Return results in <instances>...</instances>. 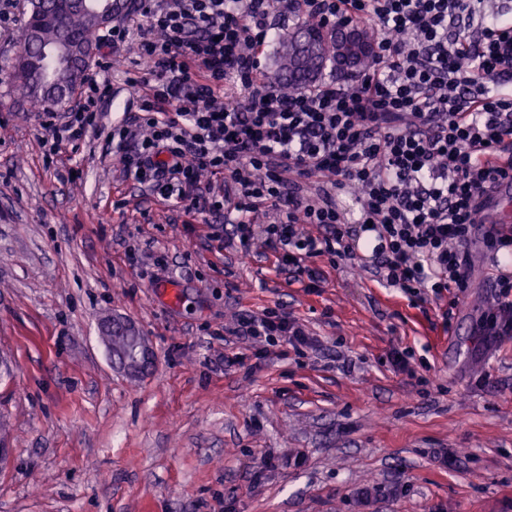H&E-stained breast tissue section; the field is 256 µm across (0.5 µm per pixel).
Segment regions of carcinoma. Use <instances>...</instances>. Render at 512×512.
I'll use <instances>...</instances> for the list:
<instances>
[{
	"mask_svg": "<svg viewBox=\"0 0 512 512\" xmlns=\"http://www.w3.org/2000/svg\"><path fill=\"white\" fill-rule=\"evenodd\" d=\"M39 15L40 38L46 43L75 42L96 46L100 27L93 9L75 0H29L28 16ZM316 20L302 21L285 37L277 51L275 69L270 77L275 87L285 95L302 90L318 77L328 61L336 60V37ZM27 77L14 78L16 91L29 98L36 107L59 104L72 94L84 80L85 73L59 67L56 61L41 62L27 56Z\"/></svg>",
	"mask_w": 512,
	"mask_h": 512,
	"instance_id": "1",
	"label": "carcinoma"
}]
</instances>
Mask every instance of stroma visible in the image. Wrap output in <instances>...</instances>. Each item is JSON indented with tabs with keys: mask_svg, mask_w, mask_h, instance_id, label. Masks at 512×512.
Returning a JSON list of instances; mask_svg holds the SVG:
<instances>
[{
	"mask_svg": "<svg viewBox=\"0 0 512 512\" xmlns=\"http://www.w3.org/2000/svg\"><path fill=\"white\" fill-rule=\"evenodd\" d=\"M19 38L0 34V512H512V340L480 334L481 253L452 308L324 258L306 291L268 246L214 239L127 177L104 138L46 161L10 79ZM143 68L114 52L99 111L138 101ZM266 309L319 351L228 335ZM112 314L151 344L147 376L112 365ZM406 347L412 376L389 362Z\"/></svg>",
	"mask_w": 512,
	"mask_h": 512,
	"instance_id": "1",
	"label": "stroma"
}]
</instances>
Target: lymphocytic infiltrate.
<instances>
[{
	"instance_id": "obj_1",
	"label": "lymphocytic infiltrate",
	"mask_w": 512,
	"mask_h": 512,
	"mask_svg": "<svg viewBox=\"0 0 512 512\" xmlns=\"http://www.w3.org/2000/svg\"><path fill=\"white\" fill-rule=\"evenodd\" d=\"M372 25L366 72L290 96L266 84L261 58L281 36L272 14ZM133 46L147 70L137 111L107 135L127 176L187 213L229 219V235L262 241L294 281L317 287V257L354 260L372 233L368 270L409 298L463 295L470 286L477 196L512 181V7L484 0H134L104 35ZM111 61L78 102L41 124L47 159L97 130L96 98ZM223 175L227 194H202L200 173ZM352 198L341 207L338 195ZM266 222H258V214ZM495 290L480 332L512 336V225L483 240ZM233 335L314 350L286 312L239 319Z\"/></svg>"
}]
</instances>
